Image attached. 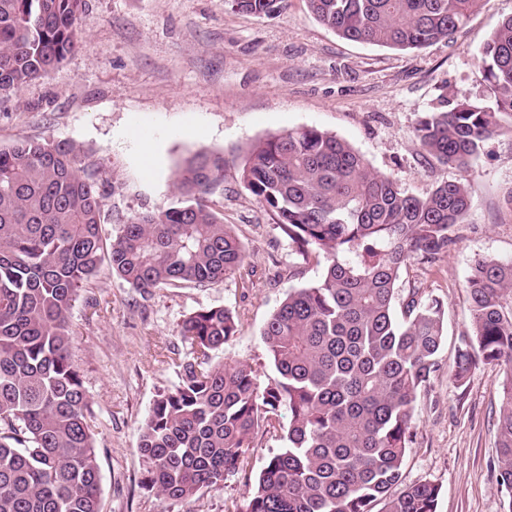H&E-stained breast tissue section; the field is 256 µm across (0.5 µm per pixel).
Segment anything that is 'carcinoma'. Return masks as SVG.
Returning <instances> with one entry per match:
<instances>
[{
  "label": "carcinoma",
  "mask_w": 512,
  "mask_h": 512,
  "mask_svg": "<svg viewBox=\"0 0 512 512\" xmlns=\"http://www.w3.org/2000/svg\"><path fill=\"white\" fill-rule=\"evenodd\" d=\"M78 0H0V95L45 77L79 46ZM284 0H231L268 15ZM480 0H308L314 17L350 41L399 50L451 39ZM494 104L448 103L424 113L421 148L465 169L484 143L512 133V16L478 50ZM71 143L0 147V512H101L102 475L89 394L70 349L69 315L103 261L142 295L206 287L245 263L243 243L209 206L224 155L196 153L177 173L181 201L138 216L107 240L97 180ZM302 260L322 253L320 278L288 293L261 338L275 376L224 361L232 311L191 314L175 357L179 382L139 428L142 485L185 501L243 468L253 435L288 413L284 446L236 512H436L424 481L396 497L412 443L415 402L438 367L444 308L420 289L397 302L407 265H433L471 207L468 185L446 181L418 198L370 168L347 142L315 127L271 135L242 167ZM471 330L448 371L457 389L481 365L502 369L493 462L512 512V259H481L466 283Z\"/></svg>",
  "instance_id": "1"
}]
</instances>
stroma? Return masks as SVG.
Listing matches in <instances>:
<instances>
[{"mask_svg": "<svg viewBox=\"0 0 512 512\" xmlns=\"http://www.w3.org/2000/svg\"><path fill=\"white\" fill-rule=\"evenodd\" d=\"M509 16L512 0H480L452 40L396 50L339 37L306 0H284L269 16L240 11L230 0H87L81 48L0 99V146L30 138L79 147L78 166L103 195L102 229L110 239L139 215L177 204L175 175L193 153L226 159L210 206L247 250L239 272L214 286L143 297L105 264L71 310V355L96 415L101 512H233L282 447L281 428H260L243 470L183 502L141 486L139 426L157 394L178 382L164 357L189 353L180 335L185 318L203 308L230 309L238 327L224 357L249 362L264 380L273 373L261 340L266 320L292 289L322 273L324 256L299 258L241 179L255 142L302 127L335 134L411 195L466 179L471 208L448 256L410 265L400 280L401 291L418 288L443 304L446 334L438 368L417 395L402 482L438 484L437 512H504L491 470L500 375L479 367L459 390L448 370L470 328L472 265L512 259V136L486 141L461 171L426 156L416 126L444 96L492 103L477 52Z\"/></svg>", "mask_w": 512, "mask_h": 512, "instance_id": "35a3bbf8", "label": "stroma"}]
</instances>
